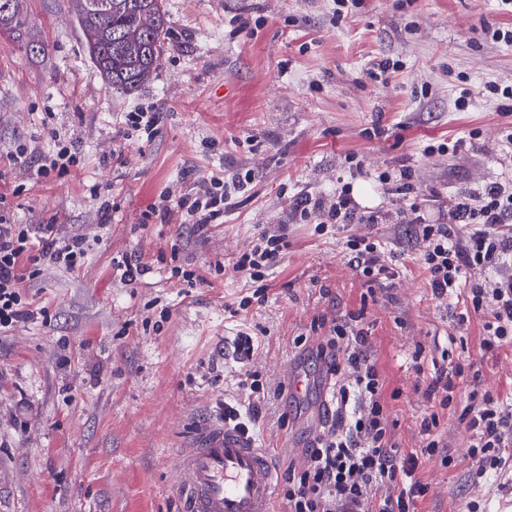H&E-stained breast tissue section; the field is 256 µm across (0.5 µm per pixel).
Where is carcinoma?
<instances>
[{"label":"carcinoma","instance_id":"1","mask_svg":"<svg viewBox=\"0 0 512 512\" xmlns=\"http://www.w3.org/2000/svg\"><path fill=\"white\" fill-rule=\"evenodd\" d=\"M25 0H0V35L31 57L45 45L28 36ZM90 60L117 90L132 92L148 82L160 61L169 23L164 0H70Z\"/></svg>","mask_w":512,"mask_h":512}]
</instances>
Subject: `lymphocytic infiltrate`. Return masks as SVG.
<instances>
[{"instance_id":"1","label":"lymphocytic infiltrate","mask_w":512,"mask_h":512,"mask_svg":"<svg viewBox=\"0 0 512 512\" xmlns=\"http://www.w3.org/2000/svg\"><path fill=\"white\" fill-rule=\"evenodd\" d=\"M51 138L54 147L36 171L43 179L65 175L80 163L73 140L57 132ZM251 180L248 173L202 178L192 193L179 197L175 205H163L162 211L179 213L181 225L207 229L223 223L234 197L245 192ZM297 208L304 217L320 215L317 229L322 233L332 225L363 221L345 188L330 198L303 197ZM459 224L471 227L467 240L457 239ZM107 230L103 224L94 236L78 231L63 236L55 225L18 224L0 213V335H8L19 323L47 316V308L35 306L29 294L43 268L68 272L81 268ZM419 235V258L429 274L433 296L462 295L457 322L463 325L471 317H481L486 353L494 356L512 348V180L460 196L451 223L420 225ZM287 248L282 230L267 229L240 255L236 267L255 288L240 299L239 310L264 301L266 276L279 266ZM347 248L368 296H375L377 287L394 279L396 271L381 241L364 235L348 240ZM476 267L491 271L492 279L468 282V270ZM310 329L316 335V356L332 382L333 411L330 424L307 448L304 464L286 473L282 492L288 512H417L418 499L429 491L417 476L421 459L437 456L442 465L452 464L443 453L439 413L456 401V380L464 376V366L457 363L436 370L426 388L434 408L420 422L423 446L404 451L392 439L384 382L369 346L366 308L332 320L314 318ZM243 385L248 391L246 404L225 405L223 419L247 431L259 415L267 384L253 372ZM469 398L459 420L470 435V454L478 459L476 475L483 478L506 465L505 450L512 443V403L476 388L470 390ZM375 488L381 489V496H372Z\"/></svg>"}]
</instances>
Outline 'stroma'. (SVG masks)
Returning <instances> with one entry per match:
<instances>
[{"label":"stroma","instance_id":"35a3bbf8","mask_svg":"<svg viewBox=\"0 0 512 512\" xmlns=\"http://www.w3.org/2000/svg\"><path fill=\"white\" fill-rule=\"evenodd\" d=\"M169 38L151 81L110 88L89 59L68 0H27L33 34L46 46L29 58L0 43V154L28 147L22 163L0 165V193L19 224H54L61 234L95 233L103 243L80 270L44 269L34 291L50 322L21 324L0 339V512H179L175 454L225 404L243 401L247 373L260 372L272 396L252 435L280 466L302 464L322 417L323 364L294 340L314 317L358 308L366 288L349 263L346 240L379 239L398 275L371 306V350L391 401L395 441L420 447L432 359L473 365L483 389L512 397V349L485 355L482 326H455L448 299L432 296L409 224L411 204L426 222H448L459 196L512 178V145L499 100L484 86L512 85V44L491 38L512 29L498 0H354L336 15L333 0H165ZM255 22L254 31L240 20ZM399 62L388 86L366 72ZM470 90L465 109L455 101ZM159 114L153 137H125L124 113ZM77 141L79 167L38 178L52 131ZM454 151L436 152L439 143ZM412 174L411 193L380 176ZM252 172L223 223L199 234L176 218L150 215L169 190L189 192L212 174ZM349 186L373 224L318 234L294 210L299 195ZM98 188L92 199L90 188ZM283 227L288 250L268 277L263 305L237 316L226 307L250 290L238 253L268 228ZM178 245L182 265L210 283L186 290L160 252ZM136 254L151 271L123 285L113 257ZM167 319H160L161 309ZM246 332L247 357L233 352ZM429 362L416 373L410 357ZM307 390L290 394L288 370ZM454 458L423 460L428 494L418 512H467L473 500L512 512V472L473 482L477 464L458 409L440 414Z\"/></svg>","mask_w":512,"mask_h":512}]
</instances>
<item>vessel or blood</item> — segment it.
<instances>
[{"label": "vessel or blood", "instance_id": "obj_1", "mask_svg": "<svg viewBox=\"0 0 512 512\" xmlns=\"http://www.w3.org/2000/svg\"><path fill=\"white\" fill-rule=\"evenodd\" d=\"M174 463L182 512H273L275 459L234 425H200Z\"/></svg>", "mask_w": 512, "mask_h": 512}]
</instances>
